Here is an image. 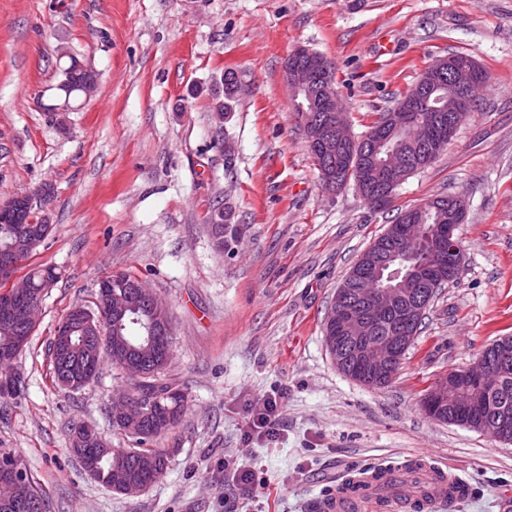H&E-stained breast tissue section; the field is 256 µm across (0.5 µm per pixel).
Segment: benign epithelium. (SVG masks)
I'll use <instances>...</instances> for the list:
<instances>
[{"mask_svg":"<svg viewBox=\"0 0 512 512\" xmlns=\"http://www.w3.org/2000/svg\"><path fill=\"white\" fill-rule=\"evenodd\" d=\"M305 58V63L298 67L284 69V79L291 96L299 90L308 89V85L317 78L324 77L327 63L324 57H314L303 46L294 49L290 58ZM440 69H453L467 81L474 80L479 74V67L474 62L460 66L444 58L437 62ZM428 86L414 89L408 97V106L397 112L388 113L373 130L372 144L382 149L391 139L395 130L404 127L412 135H420L426 141H432L443 148L454 136L458 126L469 115V102L463 96L456 97L448 103V111L455 113V121L443 130L431 123L424 127L417 124L414 110L426 99ZM322 108L329 113L333 136L327 138L316 126L305 128L309 144L326 152L334 149L336 143H356L360 137L352 131L346 112L342 109L336 91L329 90L322 101ZM404 167L398 154L386 151L375 167L377 176L388 182L389 186L403 182ZM466 205L461 198H456L448 205V223L441 224L436 230L435 244L431 248L430 261L417 270L415 275H403L398 270L384 273L392 260L405 258L413 254L422 245L420 233L414 224L390 226L387 235L393 243L386 261L369 266L362 271H354L352 277L364 283L375 284L373 288H360L354 292L341 286L330 308L325 336L326 346L336 364L345 374L350 373V365L357 363L372 376L391 379L414 341L410 327L424 315L427 307L422 293V279L431 280L433 286L440 285L434 274L443 267H450L452 278H457L461 267V252L455 234L457 225L463 222ZM22 261L12 247L0 249V329L8 332L24 324L36 327L40 314L41 299L31 293L26 275L18 274ZM137 293L152 311L148 326V336L136 346L126 349L133 354L134 363H120L122 370L135 381V389L121 393L112 398L110 413L112 419L123 425L131 433L137 431L150 413L153 399L142 391L153 371L149 366L156 362L158 356L168 359L171 354L169 337L172 336V323L167 307L150 291L143 282L134 285ZM103 302L99 309L92 312L77 307L71 310L72 317L78 322L81 331V347L85 352V383H90L97 372V362L103 350L102 329L111 322H120L131 308L130 294L125 285L114 284L112 280L100 283ZM397 316V327L388 336H370L368 330L372 323L389 313ZM512 375V346L502 343L488 352L482 353L477 362L466 370L450 371L440 377L427 392L423 408L434 419L448 417L462 425L469 424L468 416L476 409H482L486 426L482 431L499 442L508 441L506 424L512 417L507 406L490 408L484 405V398L509 376ZM21 376L16 366L12 365L0 375V396L10 398L20 388ZM453 407L454 412L443 413L445 405ZM4 476L12 480L18 495L5 506L9 512L18 509L34 512L39 507V500L33 495L29 481L23 474V467L14 464L8 466Z\"/></svg>","mask_w":512,"mask_h":512,"instance_id":"7a95c632","label":"benign epithelium"}]
</instances>
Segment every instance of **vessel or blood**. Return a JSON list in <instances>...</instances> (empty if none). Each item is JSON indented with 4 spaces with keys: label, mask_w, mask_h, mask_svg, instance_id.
Returning <instances> with one entry per match:
<instances>
[{
    "label": "vessel or blood",
    "mask_w": 512,
    "mask_h": 512,
    "mask_svg": "<svg viewBox=\"0 0 512 512\" xmlns=\"http://www.w3.org/2000/svg\"><path fill=\"white\" fill-rule=\"evenodd\" d=\"M395 479L396 493L379 500L382 482ZM356 487L338 482L319 504L320 512H403L405 506L420 507L421 512H438L439 508L458 500L468 490L467 480L454 469L424 464L421 471L404 468L398 474L372 469L356 475Z\"/></svg>",
    "instance_id": "b4317fda"
}]
</instances>
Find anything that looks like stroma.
I'll list each match as a JSON object with an SVG mask.
<instances>
[{
  "label": "stroma",
  "instance_id": "stroma-1",
  "mask_svg": "<svg viewBox=\"0 0 512 512\" xmlns=\"http://www.w3.org/2000/svg\"><path fill=\"white\" fill-rule=\"evenodd\" d=\"M62 45L97 90L53 114L40 103ZM301 45L333 63L358 134L448 54L471 56L489 81L438 160L376 210L354 185L321 188L283 80ZM228 69L244 92L221 116ZM45 186L51 232L27 263L58 280L18 359L24 389L0 399V448L24 459L51 512H318L337 476L417 455L465 473L471 493L454 512H512V444L421 408L439 377L512 336V0H0V200ZM448 194L468 202L460 273L390 386H363L324 344L336 290L397 213ZM224 205L242 233L223 252L209 220ZM117 272L166 302L164 376L189 395L157 442L166 473L135 498L85 474L68 443L79 422L126 447L108 404L130 378L106 361L71 393L49 376L56 326ZM267 398L274 441L251 431ZM229 457L269 499L242 497Z\"/></svg>",
  "mask_w": 512,
  "mask_h": 512
}]
</instances>
